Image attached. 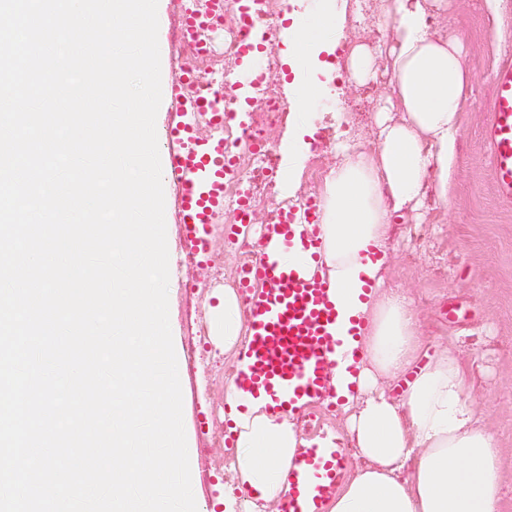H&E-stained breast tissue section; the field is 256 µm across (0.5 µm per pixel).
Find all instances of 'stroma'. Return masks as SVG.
Segmentation results:
<instances>
[{"mask_svg": "<svg viewBox=\"0 0 512 512\" xmlns=\"http://www.w3.org/2000/svg\"><path fill=\"white\" fill-rule=\"evenodd\" d=\"M495 19L487 0H456L455 29L467 35L466 61L473 74L471 91L461 105L463 125L449 171L447 204L427 201L421 219L406 217L394 226L392 245L398 259L389 286L408 288L426 316L430 340L459 338L471 396L491 406L500 432L512 443V208L500 205L491 181L489 148L483 131L498 66L512 63V0ZM382 0H348L341 45L377 36L384 23ZM380 83H340L335 105L318 109L312 120L311 147L326 165L337 161L344 144L369 147L374 139V108ZM174 188L165 190L167 244L171 263L202 284L189 295L182 281L169 286V320L176 354H184L187 324L196 307L217 306V285L207 267L186 264L179 226L172 213ZM183 422L192 489L197 507L224 512V487L232 481L223 449L204 445L201 415L213 411L224 422V380L205 364L181 363Z\"/></svg>", "mask_w": 512, "mask_h": 512, "instance_id": "stroma-1", "label": "stroma"}]
</instances>
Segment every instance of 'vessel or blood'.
I'll return each mask as SVG.
<instances>
[{"instance_id": "1", "label": "vessel or blood", "mask_w": 512, "mask_h": 512, "mask_svg": "<svg viewBox=\"0 0 512 512\" xmlns=\"http://www.w3.org/2000/svg\"><path fill=\"white\" fill-rule=\"evenodd\" d=\"M197 79L189 70L170 72L171 115L157 137L162 175L176 179L180 242L204 258L211 248L209 227L224 213V181L234 160L223 139L199 129V112H210L218 126L224 113L186 93V84ZM494 85L484 138L497 199L512 207L511 64L495 71ZM320 211L313 200L299 214L280 210L263 225L262 247L241 276L248 336L239 355L241 367L231 381L241 393L264 397L269 414L297 419L310 440L296 451L277 512H327L347 478L349 450L342 437L324 430L321 410L335 395L334 370L355 373L362 351L358 327L336 334L338 301L327 279L310 271L321 248L318 230L297 229L300 219L318 222Z\"/></svg>"}]
</instances>
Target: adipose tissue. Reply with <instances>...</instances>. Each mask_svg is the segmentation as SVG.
<instances>
[{
    "label": "adipose tissue",
    "instance_id": "obj_1",
    "mask_svg": "<svg viewBox=\"0 0 512 512\" xmlns=\"http://www.w3.org/2000/svg\"><path fill=\"white\" fill-rule=\"evenodd\" d=\"M452 9L451 0H387L381 41L354 44L345 57L351 82L379 81L384 92L375 145L351 150L325 178L322 247L311 266L340 300L337 334H346V317L362 320L357 375L332 378L360 463L330 512H502L511 457L490 413L468 396L457 338L428 351L422 311L406 289L385 285L396 259L394 224L417 214L427 197L448 199V162L471 87L463 34L438 28ZM344 21L337 0H316L309 23L296 25L283 52L286 62L304 60L308 71L307 80L288 86L302 112L279 146L284 183L301 175L309 156L304 137L333 71L319 55L332 48ZM212 318L218 345L237 356L246 329L236 289L225 287ZM224 400L237 448L236 489L225 492L224 512H258V501L283 493L303 440L294 422L269 417L262 399L228 384Z\"/></svg>",
    "mask_w": 512,
    "mask_h": 512
}]
</instances>
